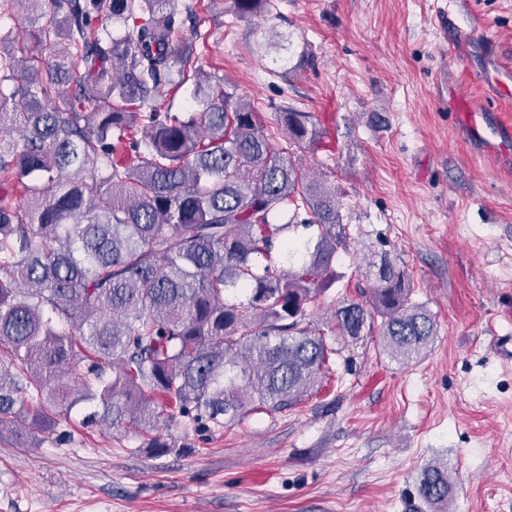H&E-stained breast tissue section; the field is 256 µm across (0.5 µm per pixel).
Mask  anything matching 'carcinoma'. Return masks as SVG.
Wrapping results in <instances>:
<instances>
[{"instance_id": "carcinoma-1", "label": "carcinoma", "mask_w": 512, "mask_h": 512, "mask_svg": "<svg viewBox=\"0 0 512 512\" xmlns=\"http://www.w3.org/2000/svg\"><path fill=\"white\" fill-rule=\"evenodd\" d=\"M18 2L34 17L17 40L52 62L0 51V83L13 82L0 89V437L34 446L79 404L86 428L146 433L162 417L220 429L301 404L338 353L310 318L348 238L336 189L296 156L319 139L311 115L281 107L277 147L223 78L187 69L176 34L199 29L178 0ZM266 3L235 0V16ZM187 83L202 111L158 106ZM363 276L365 299L337 303L334 331L421 358L435 318L399 258L370 248ZM451 489L448 465L421 470L433 512Z\"/></svg>"}]
</instances>
